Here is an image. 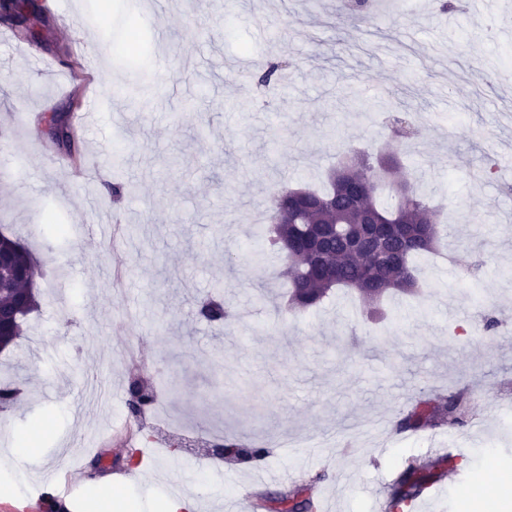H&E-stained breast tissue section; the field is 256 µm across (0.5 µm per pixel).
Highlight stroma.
Wrapping results in <instances>:
<instances>
[{
  "instance_id": "obj_1",
  "label": "stroma",
  "mask_w": 512,
  "mask_h": 512,
  "mask_svg": "<svg viewBox=\"0 0 512 512\" xmlns=\"http://www.w3.org/2000/svg\"><path fill=\"white\" fill-rule=\"evenodd\" d=\"M40 0L42 43L0 23V232L43 264L41 308L16 347L0 352V379L25 392L0 411V512H40L44 491L97 454H127L129 432L157 424L122 488L156 512L177 488L195 512H228L246 496L253 512L310 473L302 495L328 512H375L410 458L451 452L455 475L415 512H463L461 491L512 478V196L471 169L487 159L512 169V45L506 0H459L456 12L414 28L392 15L368 24L344 0H166L144 14L133 0ZM80 12L83 27L65 17ZM497 17L495 32L484 22ZM168 30L162 40L158 30ZM85 93L98 120L77 135L76 162L51 140L46 114L68 113L66 61L79 43ZM164 55L165 75L151 62ZM492 85L466 76L474 65ZM411 112V139L396 141L389 114ZM395 156L450 235L416 260L419 295L384 298L368 319L340 291L320 307L278 314L279 254L260 234L273 191L320 190L342 149ZM134 196H114V184ZM128 235L104 240L102 224ZM220 295L226 322L198 314ZM501 315L494 333L488 314ZM157 394L152 411L127 412L133 378ZM473 394L469 427L430 438L396 434L418 395L459 384ZM263 443L282 473L260 482L256 465L205 459L202 439ZM33 451L11 455L17 438Z\"/></svg>"
}]
</instances>
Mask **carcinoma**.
Segmentation results:
<instances>
[{
    "instance_id": "cac0c4a2",
    "label": "carcinoma",
    "mask_w": 512,
    "mask_h": 512,
    "mask_svg": "<svg viewBox=\"0 0 512 512\" xmlns=\"http://www.w3.org/2000/svg\"><path fill=\"white\" fill-rule=\"evenodd\" d=\"M44 8L37 0H0V18L9 23L25 41L36 38L35 26ZM50 135L58 143L71 144L74 135L69 117L51 115ZM398 162L393 157L366 151H348L329 174V188L316 192L287 186L270 198L269 225L263 234L281 251L286 265L288 296L286 308L306 310L321 303L335 288H347L372 305L398 292L413 295L419 290L414 260L434 250L439 228L434 212L414 184L405 182L406 197L394 191L388 206L379 203L381 171L385 182ZM0 232V250L11 253L9 264L0 267V305H10L16 290L24 287L16 271L29 261L23 246ZM37 297L27 305L12 336H0V351L23 334L27 315L38 309ZM469 397L464 391L451 392L438 399L418 397L402 413L395 429L400 434H419L443 426H462L468 416ZM457 467L454 457L442 458L436 465L410 462L388 491L387 512H404L439 477ZM298 491L279 499V512H304L311 503L297 501Z\"/></svg>"
}]
</instances>
